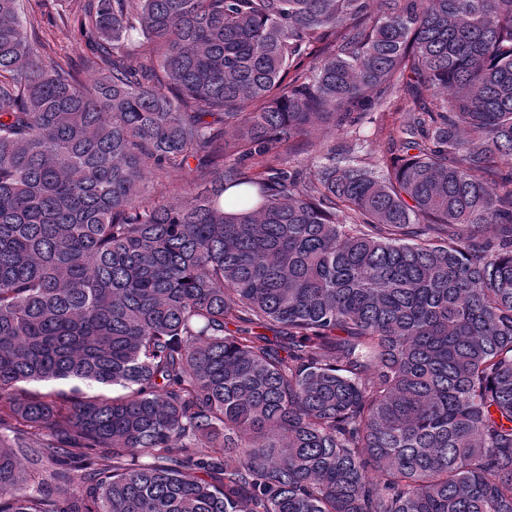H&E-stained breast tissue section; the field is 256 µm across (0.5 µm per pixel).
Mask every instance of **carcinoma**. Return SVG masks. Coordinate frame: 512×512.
I'll return each mask as SVG.
<instances>
[{
    "label": "carcinoma",
    "instance_id": "obj_1",
    "mask_svg": "<svg viewBox=\"0 0 512 512\" xmlns=\"http://www.w3.org/2000/svg\"><path fill=\"white\" fill-rule=\"evenodd\" d=\"M72 2L0 0V512H512V0ZM72 8L74 9L73 4L69 0L49 1L47 8L44 9L48 17L41 27L36 29V35L32 33V37L48 39L58 56L79 63L86 53L84 42L73 27L64 26L58 17L59 14H68ZM360 138L363 146L361 155L369 160H376L385 152L387 148L385 132H379L374 125L366 126L360 132ZM346 139L345 135L330 132L329 130L322 129L316 131L311 137H309V141L313 142L315 146L313 147V151L304 152L299 155L291 156L288 159L289 165H305L309 164L315 156H319L322 154L323 150L330 148L334 144L339 145ZM317 159V157H315Z\"/></svg>",
    "mask_w": 512,
    "mask_h": 512
}]
</instances>
